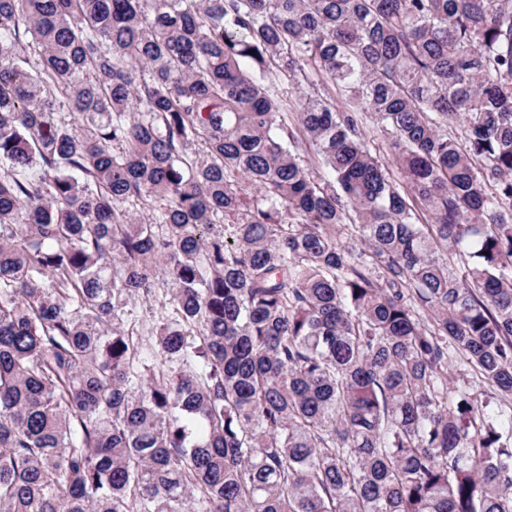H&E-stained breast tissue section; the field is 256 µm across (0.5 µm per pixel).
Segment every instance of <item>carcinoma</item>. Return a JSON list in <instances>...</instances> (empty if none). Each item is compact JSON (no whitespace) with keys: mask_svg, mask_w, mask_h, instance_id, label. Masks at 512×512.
<instances>
[{"mask_svg":"<svg viewBox=\"0 0 512 512\" xmlns=\"http://www.w3.org/2000/svg\"><path fill=\"white\" fill-rule=\"evenodd\" d=\"M0 512H512V0H0ZM364 130L368 135V144L371 146L373 153H377V156H380V159L387 165L391 175L399 180L401 178V174L397 165L394 163V160L391 156L390 150L386 142L381 137L376 136L375 129L373 128V121L368 118L364 120ZM164 296L165 290L160 286V289L156 292V296H151L149 300H140L133 305L132 309L134 310V315L137 319V325H139L140 328H149L152 320V312L156 311L161 305Z\"/></svg>","mask_w":512,"mask_h":512,"instance_id":"obj_1","label":"carcinoma"}]
</instances>
